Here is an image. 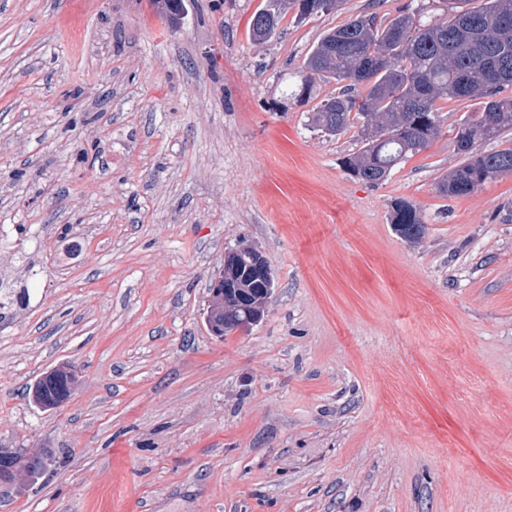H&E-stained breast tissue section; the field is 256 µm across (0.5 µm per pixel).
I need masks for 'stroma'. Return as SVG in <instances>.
Here are the masks:
<instances>
[{"label":"stroma","instance_id":"stroma-1","mask_svg":"<svg viewBox=\"0 0 512 512\" xmlns=\"http://www.w3.org/2000/svg\"><path fill=\"white\" fill-rule=\"evenodd\" d=\"M265 0H0V512H512V175L446 197L477 101L386 181L289 85L322 34L433 0H344L251 40ZM87 160H80V152ZM414 203L417 241L390 222ZM276 288L224 338L225 251ZM73 368L45 410L42 373Z\"/></svg>","mask_w":512,"mask_h":512}]
</instances>
